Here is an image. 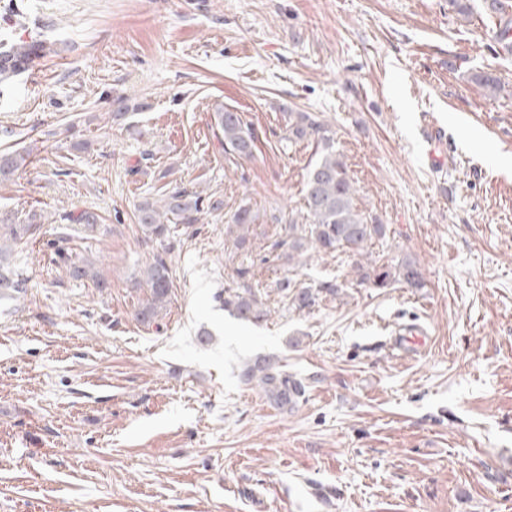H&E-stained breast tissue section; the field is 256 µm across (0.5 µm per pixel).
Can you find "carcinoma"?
Here are the masks:
<instances>
[{"instance_id":"1","label":"carcinoma","mask_w":512,"mask_h":512,"mask_svg":"<svg viewBox=\"0 0 512 512\" xmlns=\"http://www.w3.org/2000/svg\"><path fill=\"white\" fill-rule=\"evenodd\" d=\"M51 47L42 40L13 43L0 41V96L10 93L16 77L31 70L33 63L48 53ZM481 87L497 95L505 91L512 93V83L490 73L474 76ZM141 108L128 96L112 99V115L121 119L129 111ZM214 123L219 133V141L224 145V154L240 159H251L256 148V136L248 127L240 113L220 109L214 113ZM336 132L319 117L308 112L289 113L288 143L312 141L321 148V155L310 165L303 185V210L288 214V239L276 246H288L286 258L299 266L306 263L308 251L331 254L350 252L358 257L355 262L358 285L370 284L375 288H385L393 281H401L411 288L424 287L422 273L411 261H405L396 269L377 266L371 260L369 245L373 240L385 236L386 226L377 218L360 211L354 204L355 189L348 175L343 157L334 150ZM30 152L27 150L0 153V183L13 180L26 166ZM217 200L204 201L200 194L186 189H174L163 194L159 201L144 200L137 205V220L144 234L156 239L171 234L173 224H197L204 210L219 208ZM259 219L257 212L248 206L239 207L230 219L228 233L236 235L240 247L247 242L250 225ZM0 224L5 226L9 239L13 242L32 236L37 230L36 214L30 213L27 219L15 222L0 216ZM236 279L242 283L237 288L224 289V309L241 320L258 322L267 316L258 295L249 288L251 269L238 267ZM145 281L150 288V299L141 306L137 317L149 322L157 309L168 300L171 279L166 259L154 256L145 269ZM23 274L15 273L10 278L0 272V291L12 290L20 293L25 288ZM343 288L341 284L325 282L315 288H301L293 296L296 308L302 310L315 304L321 292L335 294ZM247 383H256L268 401L278 408L293 409L302 397V384L287 374L277 370L267 359H258L242 372Z\"/></svg>"}]
</instances>
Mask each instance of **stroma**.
Instances as JSON below:
<instances>
[{"label": "stroma", "instance_id": "35a3bbf8", "mask_svg": "<svg viewBox=\"0 0 512 512\" xmlns=\"http://www.w3.org/2000/svg\"><path fill=\"white\" fill-rule=\"evenodd\" d=\"M491 2L0 0L1 37L56 48L0 99V149L31 151L0 211L44 218L0 260L27 280L0 296V512H512V95L472 80L512 81ZM120 94L144 108L116 123ZM220 106L252 159L225 156ZM292 112L332 126L387 225L372 260L413 261L424 287H357L352 257L314 252L297 282L344 288L299 311L280 225L234 247L241 205H303L318 154L285 145ZM176 187L224 207L175 226L170 299L143 323L160 244L134 212ZM83 211L95 229L60 219ZM241 265L258 324L222 307ZM415 324L425 353L393 350ZM258 358L302 381L293 410L243 381ZM214 123L224 145V154L239 159H251L256 148V136L248 127L240 113L224 110L222 107L214 113Z\"/></svg>", "mask_w": 512, "mask_h": 512}]
</instances>
